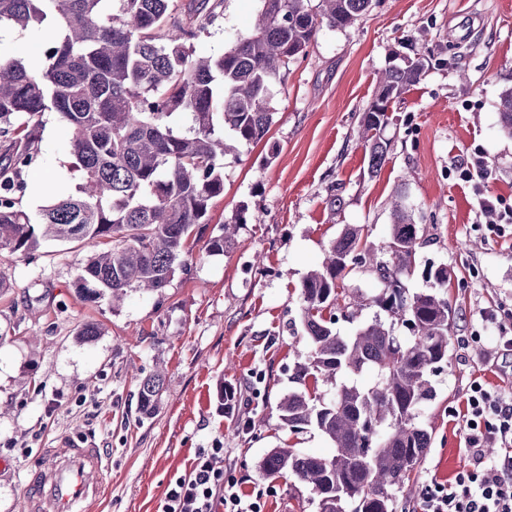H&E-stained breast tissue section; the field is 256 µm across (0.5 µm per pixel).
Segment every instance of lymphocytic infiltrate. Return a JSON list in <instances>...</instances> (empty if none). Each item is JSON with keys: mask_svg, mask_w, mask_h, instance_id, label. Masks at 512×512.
I'll return each instance as SVG.
<instances>
[{"mask_svg": "<svg viewBox=\"0 0 512 512\" xmlns=\"http://www.w3.org/2000/svg\"><path fill=\"white\" fill-rule=\"evenodd\" d=\"M458 177L476 196L482 211L496 226L512 224V205L492 196L486 163L473 154L458 167ZM465 423L468 430L469 470L448 484L422 490V512H512V401L475 382L470 386ZM497 439L503 453L488 454L487 439ZM162 512H260L235 481L224 476V451L206 448L196 455L189 474L178 477L167 492Z\"/></svg>", "mask_w": 512, "mask_h": 512, "instance_id": "obj_1", "label": "lymphocytic infiltrate"}]
</instances>
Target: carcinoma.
Here are the masks:
<instances>
[{
    "label": "carcinoma",
    "mask_w": 512,
    "mask_h": 512,
    "mask_svg": "<svg viewBox=\"0 0 512 512\" xmlns=\"http://www.w3.org/2000/svg\"><path fill=\"white\" fill-rule=\"evenodd\" d=\"M259 2L250 33L219 56L201 57L193 40L213 21L212 8L198 7L184 20L177 0H0V27L54 29L38 69L15 57L0 63V134L22 133L54 110L70 130L73 167L82 173L74 191L28 213L20 208L23 187L0 169V248L29 252L42 239L98 241L106 249L81 266L85 300L109 294L116 301L133 289L163 292L185 266L211 200L224 193L225 155L237 143L262 139L273 124L274 88L289 65L322 28L352 27L372 0ZM423 76L410 62L378 74L354 130L368 152L369 178L392 149L391 104ZM181 113L192 117L186 132L173 126ZM499 122L512 137V87L502 93ZM27 140L12 157L16 171L38 158L34 138ZM390 211L384 246L375 247L364 226L346 224L321 266L299 284L310 354L295 364L291 380L303 389L281 399L279 419L292 431L316 430L335 451L275 448L260 469L303 484L319 512H397V493L411 497L412 474L432 444L418 419L436 399L432 376L448 364L450 272L429 265V287L408 288L424 228L405 191L391 197ZM242 220L238 214L224 225L210 250L231 247ZM359 269L378 282V292L346 293L344 281ZM338 309L351 320L366 310L374 315L342 336ZM398 325L406 334H396ZM365 371L374 375L371 384L353 380ZM310 381L334 386L333 396L311 394ZM162 386L159 373L141 382L143 415L155 411Z\"/></svg>",
    "instance_id": "obj_1"
}]
</instances>
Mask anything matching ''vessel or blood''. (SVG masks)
Instances as JSON below:
<instances>
[{"mask_svg":"<svg viewBox=\"0 0 512 512\" xmlns=\"http://www.w3.org/2000/svg\"><path fill=\"white\" fill-rule=\"evenodd\" d=\"M107 467L95 442L68 436L62 451H48L28 471L23 490L28 512H86L102 493Z\"/></svg>","mask_w":512,"mask_h":512,"instance_id":"obj_1","label":"vessel or blood"}]
</instances>
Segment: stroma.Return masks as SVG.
Here are the masks:
<instances>
[{"instance_id": "stroma-1", "label": "stroma", "mask_w": 512, "mask_h": 512, "mask_svg": "<svg viewBox=\"0 0 512 512\" xmlns=\"http://www.w3.org/2000/svg\"><path fill=\"white\" fill-rule=\"evenodd\" d=\"M258 8V0H221L194 42L196 55L222 54L250 31ZM412 38L429 68L394 104V150L370 179L352 130L378 72ZM511 86L512 0H372L353 27L323 29L291 64L275 89L273 125L226 156L224 192L162 293L131 290L117 306L84 300L80 267L99 250L91 242L0 249V460L9 462L0 467V512H23L29 465L69 433L92 437L109 458L106 493L92 512H161L170 481L189 473L199 449L216 446L225 474L261 512H318L304 486L259 469L275 448L332 451L318 432L293 434L279 419L277 405L296 390L290 376L307 352L298 285L343 225H363L382 244L401 187L425 229L407 285L423 288L422 266L447 265L456 308L450 360L434 379L436 400L420 414L432 445L417 483H448L469 469L467 389L477 381L512 399V362L487 355L493 336H512V231L492 232L454 168L481 152L490 192L512 204V137L498 114ZM35 137L39 157L19 176L20 206L30 213L81 180L57 112L43 114ZM333 184L344 199L336 211L327 204ZM242 207L258 222L240 225L231 248L211 252V239ZM485 308L497 310L496 326L480 327ZM88 323L97 335H81ZM159 369L157 409L140 415L139 385ZM228 386L237 396L227 407Z\"/></svg>"}]
</instances>
